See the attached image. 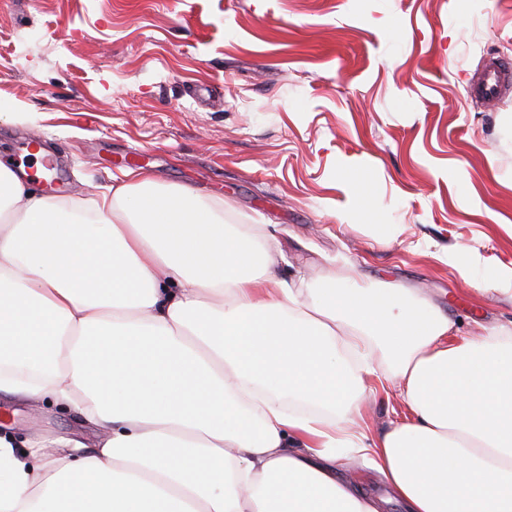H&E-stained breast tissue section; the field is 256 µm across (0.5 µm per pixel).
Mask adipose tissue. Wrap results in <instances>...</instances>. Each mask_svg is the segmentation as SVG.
Masks as SVG:
<instances>
[{
  "label": "adipose tissue",
  "mask_w": 512,
  "mask_h": 512,
  "mask_svg": "<svg viewBox=\"0 0 512 512\" xmlns=\"http://www.w3.org/2000/svg\"><path fill=\"white\" fill-rule=\"evenodd\" d=\"M27 183L0 165V396L96 438L0 432V512H512V337L461 335L401 288L289 287L267 248L145 172L88 200ZM377 350L409 413L368 447ZM340 459L339 465L343 471L345 469L344 465H346V474L352 479H355L366 492L376 496L386 495V489L383 483L369 468L365 465H359L356 468H348L347 460L345 458Z\"/></svg>",
  "instance_id": "1"
}]
</instances>
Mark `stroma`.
I'll use <instances>...</instances> for the list:
<instances>
[{"instance_id": "obj_1", "label": "stroma", "mask_w": 512, "mask_h": 512, "mask_svg": "<svg viewBox=\"0 0 512 512\" xmlns=\"http://www.w3.org/2000/svg\"><path fill=\"white\" fill-rule=\"evenodd\" d=\"M490 56L512 59V0H0V161L38 139L68 197L146 167L291 287L392 282L465 335L512 332V97L464 91ZM365 387L373 438L407 408ZM1 421L94 437L40 402Z\"/></svg>"}]
</instances>
